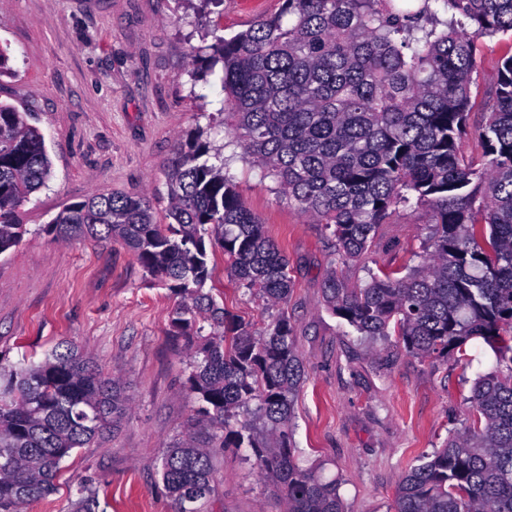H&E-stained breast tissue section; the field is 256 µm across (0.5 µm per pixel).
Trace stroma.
Listing matches in <instances>:
<instances>
[{
    "mask_svg": "<svg viewBox=\"0 0 512 512\" xmlns=\"http://www.w3.org/2000/svg\"><path fill=\"white\" fill-rule=\"evenodd\" d=\"M282 0H224L202 16L201 0H0V103L28 112L44 136L51 175L21 208L22 241L0 254V367L43 361L62 341L121 381L131 412L99 444L63 461L56 494L21 512H69L79 483L96 490L101 512H172L158 474L166 448L191 428L195 401L186 378L189 351L172 333L179 294L145 272L122 242L54 240L48 227L94 193H143L165 222L164 169L181 143L207 131L230 159L228 171L267 235L287 255L294 288L284 307L237 280L217 239L206 242L212 283L224 307L254 332L287 312L304 366L293 441L299 463L336 479L345 512H394L409 469L462 428L474 380L494 355L482 341L465 359L409 354L399 337L373 341L332 314L323 298L329 274L355 285L370 274H406L433 226L425 209H397L365 260L338 263L334 240L310 222L259 163L225 145L217 80H196L191 47L202 21L224 37L280 10ZM512 43L492 41L472 88L471 125L483 121L493 91L492 58ZM207 512H285L250 449H217Z\"/></svg>",
    "mask_w": 512,
    "mask_h": 512,
    "instance_id": "1",
    "label": "stroma"
}]
</instances>
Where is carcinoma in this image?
Here are the masks:
<instances>
[{
  "label": "carcinoma",
  "instance_id": "obj_1",
  "mask_svg": "<svg viewBox=\"0 0 512 512\" xmlns=\"http://www.w3.org/2000/svg\"><path fill=\"white\" fill-rule=\"evenodd\" d=\"M217 29L190 56L203 77L222 66L228 135L331 230L341 262L364 259L396 208L431 213V243L408 274L350 287L333 272L328 308L364 336L400 337L420 357L444 361L474 339L494 353L472 386L473 425L408 471L395 512H512V50L492 61L484 120L469 124L485 42L512 43V0H283L231 39ZM203 136L169 162L168 223H157L144 195L99 192L59 214L51 231L121 240L149 275L186 296L172 327L191 351L192 420L211 437L190 432L161 457L175 512H205L215 449L228 434L275 479L287 512H343L336 481L301 467L291 448L303 364L288 316L255 334L204 290L213 236L240 284L268 302H287L293 280L288 257L224 172L227 159ZM471 138L477 158L465 151ZM50 173L28 113L0 103V254L22 240L20 207ZM205 322L222 332L202 337ZM254 400L259 431L238 423ZM129 410L121 384L70 344L1 372L0 512L54 494L61 461L117 431ZM71 505L99 512L85 486Z\"/></svg>",
  "mask_w": 512,
  "mask_h": 512
}]
</instances>
